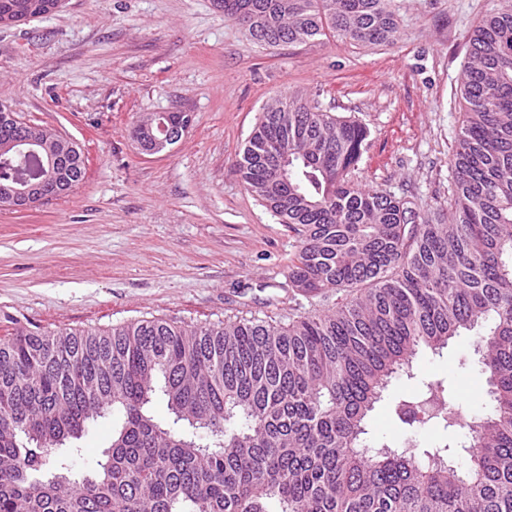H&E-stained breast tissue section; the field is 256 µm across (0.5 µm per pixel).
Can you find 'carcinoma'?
Here are the masks:
<instances>
[{
    "label": "carcinoma",
    "instance_id": "obj_1",
    "mask_svg": "<svg viewBox=\"0 0 512 512\" xmlns=\"http://www.w3.org/2000/svg\"><path fill=\"white\" fill-rule=\"evenodd\" d=\"M37 1L51 2L0 0V13ZM391 2L216 0L268 47L386 44ZM469 47L447 210L420 220L406 201L356 184L363 128L297 97L263 108L237 161L250 194L302 236L292 287L363 286L360 296L284 326L154 318L1 339L0 512H512V0H497ZM26 139L57 158L48 198L83 182L72 141L0 112V185L38 172V157L11 149ZM278 150L304 159L273 188ZM465 332L481 337L492 410L466 421L437 380L395 413L411 430L465 425L469 440L420 454L367 444L391 379ZM158 390L169 421L147 409ZM111 412L122 424L110 447L74 469L69 429Z\"/></svg>",
    "mask_w": 512,
    "mask_h": 512
}]
</instances>
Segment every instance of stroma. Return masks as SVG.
Here are the masks:
<instances>
[{
	"instance_id": "obj_1",
	"label": "stroma",
	"mask_w": 512,
	"mask_h": 512,
	"mask_svg": "<svg viewBox=\"0 0 512 512\" xmlns=\"http://www.w3.org/2000/svg\"><path fill=\"white\" fill-rule=\"evenodd\" d=\"M396 5L397 31L380 46L318 37L263 47L214 0H65L0 28V102L88 159L69 195L0 208V339L153 318L285 325L355 297L289 286L300 237L247 192L236 162L264 106L299 92L366 127L357 184L406 199L421 217L447 206L468 38L494 2ZM164 112L190 124L164 152L143 154L131 129ZM472 344L423 351L376 404L367 442H440L442 431L409 432L394 412L431 380L455 388L467 418L488 413Z\"/></svg>"
}]
</instances>
